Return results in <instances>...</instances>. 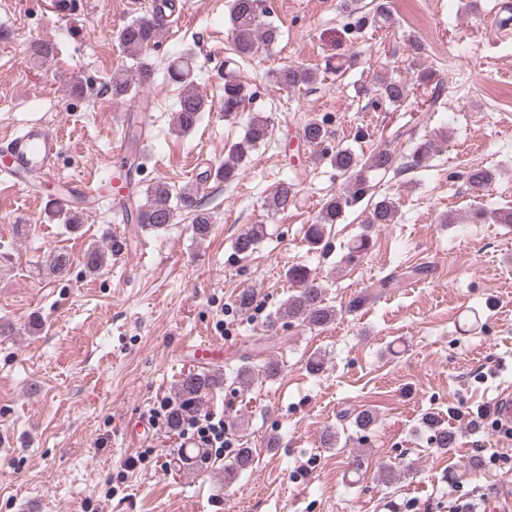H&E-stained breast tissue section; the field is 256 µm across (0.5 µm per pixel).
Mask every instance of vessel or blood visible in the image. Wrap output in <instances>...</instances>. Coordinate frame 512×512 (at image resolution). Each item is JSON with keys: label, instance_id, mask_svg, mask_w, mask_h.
I'll return each mask as SVG.
<instances>
[{"label": "vessel or blood", "instance_id": "obj_1", "mask_svg": "<svg viewBox=\"0 0 512 512\" xmlns=\"http://www.w3.org/2000/svg\"><path fill=\"white\" fill-rule=\"evenodd\" d=\"M151 13L168 24L170 16L183 14L184 0H150ZM62 152V138L59 131L33 126L23 133L0 141V174L10 177L14 184H22L26 172L34 170L41 176H53V165ZM112 179L108 191L113 206H121L128 196V165L123 146L113 150ZM493 419L500 427L512 426V387L500 389L490 405Z\"/></svg>", "mask_w": 512, "mask_h": 512}]
</instances>
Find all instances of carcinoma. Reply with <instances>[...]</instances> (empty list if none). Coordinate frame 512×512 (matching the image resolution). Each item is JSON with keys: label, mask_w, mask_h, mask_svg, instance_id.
I'll return each instance as SVG.
<instances>
[{"label": "carcinoma", "mask_w": 512, "mask_h": 512, "mask_svg": "<svg viewBox=\"0 0 512 512\" xmlns=\"http://www.w3.org/2000/svg\"><path fill=\"white\" fill-rule=\"evenodd\" d=\"M267 13L266 0H231L229 22L231 26L234 52L239 57H252L260 47L274 43L278 37L277 28L264 20ZM160 33V24L150 17H143L124 26L118 33V41L123 53L133 61L137 80L133 81L125 74L115 73L112 76V94L125 96L132 90V83L143 86L150 83L153 68L149 56V47L155 44ZM54 54L53 46L46 42L35 41L30 45V57L47 62ZM170 77L184 84L177 109L172 118L173 130L179 134L191 132L200 122L203 112L209 109L208 100L193 87L192 74L194 59L186 53L175 57L169 67ZM319 79L318 73L302 66H285L272 73V82L279 89L292 91L303 85H313ZM254 92L235 76H224V120L232 121L238 117L246 102L252 100ZM365 96L373 106L386 105L400 108L409 98V89L400 79H378L372 87L365 90ZM273 135V123L270 117L262 112L251 114L243 138L231 145L228 156L215 174V178L226 184L233 183L239 177V165L248 154ZM302 135L306 143L317 152L318 159L327 162L336 170L338 176L345 178L346 184L342 192L329 198L322 206L313 224L307 230V241L312 247L319 246L325 237L327 227L335 224L343 216L345 210L364 197L369 191L367 173L371 171H387L397 164V156L388 148H383L364 155L349 148L329 144V133L325 122L311 118L302 125ZM145 129L142 123L129 121L126 131L128 158L140 167L139 159L143 158ZM437 142L434 139H423L415 146L412 153V168H423L436 152ZM494 180L491 170L484 167H473L467 173L468 184L476 191L488 188ZM144 200H127L125 215L133 219L135 224H146L155 230H161L172 223L177 210L194 212L192 231L200 238L211 233L209 213L200 205L198 189L183 186L174 189L166 183H155L143 190ZM295 194L294 184L282 182L275 193L267 200L268 210L278 213L288 208ZM398 206L390 196H381L373 204L366 220L364 231L356 238L349 251V259L369 249L371 230L380 224H393L396 221ZM491 218L496 224H512V209L499 208L486 215L482 211L472 214V219L479 222ZM263 238V226L255 224L240 233L233 248L238 255L248 256ZM106 255L98 248H92L84 254L85 268L96 272L102 268ZM72 263L70 254L59 251L50 256L48 273L62 277ZM288 280L296 286V293L285 303L284 310L269 317L267 329L272 330L286 316L307 325L309 328H325L336 320L337 312L325 302L323 283L305 265H295L288 269ZM281 372V366L274 360H265L257 365L244 366L236 372V383L243 389L255 384L256 378L262 376L273 380ZM224 385V377L213 372H189L185 374L175 387V404L171 413V425L179 427L185 409L196 407L202 397L209 391ZM432 432L431 440L438 448H448L455 441V435L447 428L427 422ZM255 456L251 448H239L233 460L224 466V479L232 481L242 473L252 469Z\"/></svg>", "instance_id": "obj_1"}]
</instances>
